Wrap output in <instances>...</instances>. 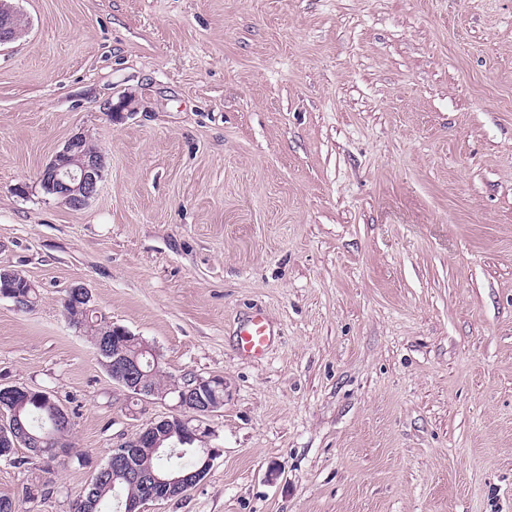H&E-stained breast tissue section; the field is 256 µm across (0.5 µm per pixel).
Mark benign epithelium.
I'll return each instance as SVG.
<instances>
[{
  "instance_id": "7a95c632",
  "label": "benign epithelium",
  "mask_w": 512,
  "mask_h": 512,
  "mask_svg": "<svg viewBox=\"0 0 512 512\" xmlns=\"http://www.w3.org/2000/svg\"><path fill=\"white\" fill-rule=\"evenodd\" d=\"M17 19H23V15L8 0H0L1 46L14 41ZM82 141L83 136L80 134L71 137L38 175V181L43 187L74 209L82 208L97 194L105 171L104 156L84 151ZM130 337L132 334L125 327L114 325L112 338L96 346V354L112 382L137 398L167 396V393L157 391L149 383L151 372L148 367L159 364L156 351L143 340L139 352L134 356L128 355L125 345L126 339ZM220 390H224V379L221 377H194L191 381L174 387L170 393L176 399V414L151 423L123 446L112 449V457L95 472L88 487L92 488L105 480L111 470H122L127 477L141 482L148 490L147 495L137 501H126L123 512H144V505L150 501L181 496L200 481V476L210 471L219 449L206 448V459L202 466L186 473L174 471L172 476L166 478L133 465L134 449L141 447L144 438L156 440L153 447L157 448L158 440L172 435H189L198 440L208 437L210 430L203 426L204 418L224 406V398L218 394ZM32 396L43 400L50 398L49 392L44 389L0 386V403L4 405ZM43 442L44 438L27 431L15 411L0 414V456L6 460H11L15 449L22 444L29 449L30 457L41 458L46 453Z\"/></svg>"
}]
</instances>
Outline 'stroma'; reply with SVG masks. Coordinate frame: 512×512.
<instances>
[{
    "instance_id": "stroma-1",
    "label": "stroma",
    "mask_w": 512,
    "mask_h": 512,
    "mask_svg": "<svg viewBox=\"0 0 512 512\" xmlns=\"http://www.w3.org/2000/svg\"><path fill=\"white\" fill-rule=\"evenodd\" d=\"M13 4L0 267L38 298L0 296V384L51 391L78 456L18 449L0 496L72 512L174 413L70 324L81 283L165 376L224 380L211 470L145 512H512V0ZM77 133L106 168L73 210L38 175ZM238 350L246 356H262L270 343V331L265 317L255 314L237 335Z\"/></svg>"
}]
</instances>
